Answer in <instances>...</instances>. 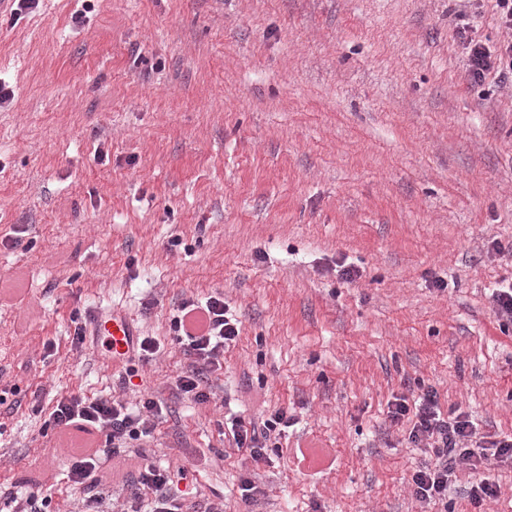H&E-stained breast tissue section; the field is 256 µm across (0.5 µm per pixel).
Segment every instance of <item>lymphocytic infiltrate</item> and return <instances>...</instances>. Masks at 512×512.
I'll return each mask as SVG.
<instances>
[{
    "label": "lymphocytic infiltrate",
    "instance_id": "obj_1",
    "mask_svg": "<svg viewBox=\"0 0 512 512\" xmlns=\"http://www.w3.org/2000/svg\"><path fill=\"white\" fill-rule=\"evenodd\" d=\"M494 7L501 26L509 34L508 40L499 47L492 49L468 37L467 27L458 29L467 50L468 77L475 84L489 78L502 85L512 84V0H494ZM174 326L181 331L186 351L193 357L195 366L190 372L176 376L173 385L182 397L197 403L209 402L215 397L209 377L222 370L224 349L239 335L238 321L219 295L203 301L184 300ZM163 407V401L152 396L134 410L112 396L72 395L58 401L51 414L54 426L105 437L104 445L85 449L73 458L67 470L68 480L81 486L114 478V471L106 470V463L119 457L122 449L150 437ZM409 414L413 415L414 422L408 442L432 452L430 460L417 465L411 475L410 485L417 501L429 503L446 499L450 484L461 470L474 477L469 489L474 504L497 496L496 485L484 478L483 470L492 462L512 466V439L484 443L466 415H443L437 391L430 385L422 387L414 402L400 397L389 409V418L394 423ZM289 424L283 410L261 421L241 416L233 418L232 441L244 454L239 491L246 505L258 504L264 497L265 490L256 479V471L260 465L270 463L272 452L279 449L278 439ZM175 477L174 471L152 464L139 469L128 481L131 499L122 505L121 512H183L182 502L171 492ZM146 489L153 494L148 503L142 497Z\"/></svg>",
    "mask_w": 512,
    "mask_h": 512
}]
</instances>
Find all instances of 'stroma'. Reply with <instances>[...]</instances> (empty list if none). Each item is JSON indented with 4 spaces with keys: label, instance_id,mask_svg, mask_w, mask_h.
Listing matches in <instances>:
<instances>
[{
    "label": "stroma",
    "instance_id": "obj_1",
    "mask_svg": "<svg viewBox=\"0 0 512 512\" xmlns=\"http://www.w3.org/2000/svg\"><path fill=\"white\" fill-rule=\"evenodd\" d=\"M461 18L507 38L491 0H43L22 19L0 0V512L36 478L49 512L128 497L68 481L50 415L72 394L162 396L120 469L184 468L186 512H247L224 424L280 409L257 512H512L495 465L482 508L464 473L417 501L429 455L388 417L431 385L443 413L512 437V323L491 298L512 284V88L470 83ZM216 293L240 331L196 404L162 387L192 364L173 318ZM114 307L156 360L75 346L73 316Z\"/></svg>",
    "mask_w": 512,
    "mask_h": 512
}]
</instances>
